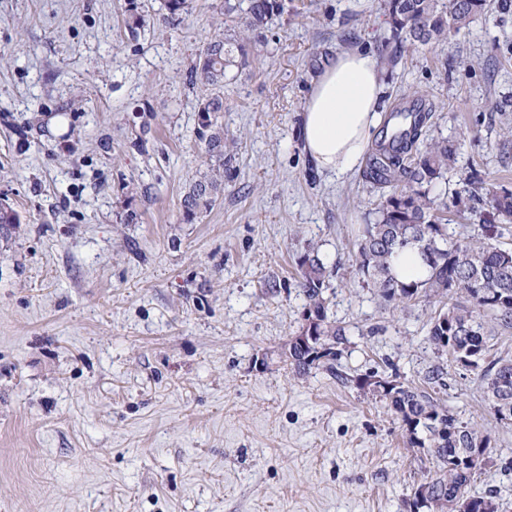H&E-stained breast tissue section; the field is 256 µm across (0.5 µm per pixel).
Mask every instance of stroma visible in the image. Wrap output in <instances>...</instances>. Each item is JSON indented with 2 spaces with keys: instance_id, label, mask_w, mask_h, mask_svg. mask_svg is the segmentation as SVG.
<instances>
[{
  "instance_id": "stroma-1",
  "label": "stroma",
  "mask_w": 512,
  "mask_h": 512,
  "mask_svg": "<svg viewBox=\"0 0 512 512\" xmlns=\"http://www.w3.org/2000/svg\"><path fill=\"white\" fill-rule=\"evenodd\" d=\"M222 0H0V512H410L433 473L377 382L445 401L490 440L463 497L512 512V426L477 371L427 336L434 300L381 303L355 272L380 201L304 153L299 116L337 52L372 53L382 114L423 99V139L459 143L432 190L479 169L512 190V8L395 51L385 0H288L250 32L223 86L192 68ZM220 94L235 140L224 193L193 221L181 199L208 171L197 102ZM62 120L52 130L50 118ZM338 267L335 370L299 376L298 263Z\"/></svg>"
}]
</instances>
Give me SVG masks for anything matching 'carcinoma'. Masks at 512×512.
I'll return each mask as SVG.
<instances>
[{"label": "carcinoma", "mask_w": 512, "mask_h": 512, "mask_svg": "<svg viewBox=\"0 0 512 512\" xmlns=\"http://www.w3.org/2000/svg\"><path fill=\"white\" fill-rule=\"evenodd\" d=\"M487 0H387L388 20L395 48L405 44L428 45L443 40L448 31L469 23L486 7ZM287 9L286 0H224V14L241 12L244 23L258 30ZM246 42L231 34L216 35L201 50L193 67L194 79L206 84L224 82L226 73L246 65ZM224 100L206 98L198 106L201 137L207 142L211 172L189 185L181 199L187 220L208 210L224 192V166L232 155L224 149V129L217 114ZM429 113H391L382 136L369 159L364 177L380 192L374 222L362 225L356 256L357 273L370 281L386 303L413 300L423 294L451 297L463 294L466 303L448 306L429 322V341L459 363L475 360L481 369L484 393L495 414L512 412V359L488 362L490 322L512 328V249L495 244L503 235V224L512 220V191L486 186L473 168L465 185L452 194L458 212L471 211L474 202L489 199L491 211L467 240H458L448 223V207L431 195L433 185L455 168L458 146L446 137L419 143ZM416 248L432 254L428 276L404 282L392 273L395 255ZM334 270L316 256L300 263V287L306 297L301 335L316 336L314 344L288 343L286 360L297 374H305L326 359L335 366V347L345 332L328 319L326 280ZM379 387L390 408L400 417L408 444L425 448L439 462L438 470L421 487L426 500L450 504L451 512H498L495 496L461 500V490L485 461L489 440L459 423L453 411L425 392L397 381L381 380Z\"/></svg>", "instance_id": "cac0c4a2"}]
</instances>
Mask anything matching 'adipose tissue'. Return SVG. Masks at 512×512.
Instances as JSON below:
<instances>
[{
    "mask_svg": "<svg viewBox=\"0 0 512 512\" xmlns=\"http://www.w3.org/2000/svg\"><path fill=\"white\" fill-rule=\"evenodd\" d=\"M382 95L374 55L360 49L337 53L302 112L304 149L320 171L340 179L361 166L381 121Z\"/></svg>",
    "mask_w": 512,
    "mask_h": 512,
    "instance_id": "adipose-tissue-1",
    "label": "adipose tissue"
}]
</instances>
